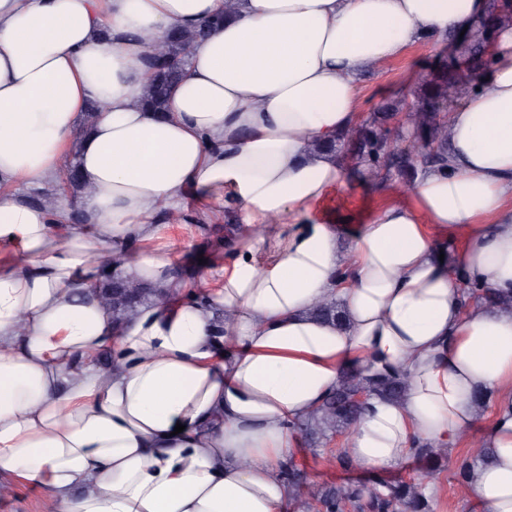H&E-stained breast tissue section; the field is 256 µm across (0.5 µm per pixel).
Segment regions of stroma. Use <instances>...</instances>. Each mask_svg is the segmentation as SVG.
Masks as SVG:
<instances>
[{
	"label": "stroma",
	"mask_w": 512,
	"mask_h": 512,
	"mask_svg": "<svg viewBox=\"0 0 512 512\" xmlns=\"http://www.w3.org/2000/svg\"><path fill=\"white\" fill-rule=\"evenodd\" d=\"M438 49L436 40L427 38L385 67L362 73L359 79L361 118L370 117L383 100L419 86ZM339 154L346 163L344 181L318 205L316 214L324 223L333 225L340 236L352 235L360 226L370 223L391 193H398L402 201H410L412 177L373 175L367 165L357 162V149L352 144L340 147ZM237 235V217L227 208L215 213L208 224L167 225L162 238L133 243L132 250L169 255L180 280L193 285L200 279L205 266L223 263ZM348 436V430L343 429L330 434L318 445L309 439H301L293 460L303 476L296 484L298 498L287 504L286 512H303V502L312 500L321 487L350 477L369 482L421 476L426 477L428 485L434 488L432 512H485L469 488L460 486L454 475L457 461L469 448L468 438L461 439L458 445L449 449L447 457L431 469L426 468L421 458L413 456L391 467L361 469L350 474L329 455L330 449L344 447Z\"/></svg>",
	"instance_id": "35a3bbf8"
}]
</instances>
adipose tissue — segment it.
<instances>
[{"instance_id": "obj_1", "label": "adipose tissue", "mask_w": 512, "mask_h": 512, "mask_svg": "<svg viewBox=\"0 0 512 512\" xmlns=\"http://www.w3.org/2000/svg\"><path fill=\"white\" fill-rule=\"evenodd\" d=\"M486 0H0V485L45 512H285L281 470L346 373L408 374L367 399L346 451L362 467L451 448L477 392L498 404L471 474L512 512V310L465 305L457 278L512 295V27L479 91L448 115L449 163L412 203L386 201L350 241L315 217L345 176L316 144L358 123L357 80L423 34L443 39ZM198 41L165 113L143 103L149 50ZM99 112L75 138L89 103ZM75 156L83 223L26 192ZM232 203L239 245L198 289L162 255H132ZM460 230L442 261L434 229ZM175 299L123 327L88 287L94 263ZM336 299L343 324L311 313ZM111 349L113 365L93 357ZM183 432H176V425Z\"/></svg>"}]
</instances>
